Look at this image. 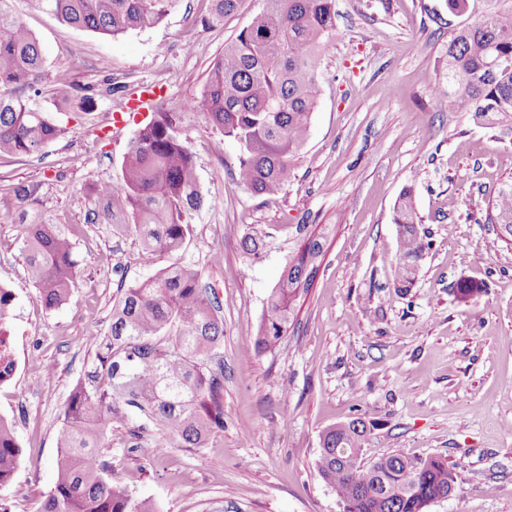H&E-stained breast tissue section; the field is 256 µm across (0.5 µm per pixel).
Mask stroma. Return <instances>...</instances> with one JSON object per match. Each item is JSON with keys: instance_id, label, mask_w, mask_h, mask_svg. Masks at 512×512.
<instances>
[{"instance_id": "35a3bbf8", "label": "stroma", "mask_w": 512, "mask_h": 512, "mask_svg": "<svg viewBox=\"0 0 512 512\" xmlns=\"http://www.w3.org/2000/svg\"><path fill=\"white\" fill-rule=\"evenodd\" d=\"M261 7L240 0L214 22L205 0H178L155 28L112 38L11 2L45 56L30 104L67 133L32 155H0V284L15 295L0 322L15 363L0 417L21 448L0 488L9 512H38L52 488L64 405L97 362L121 288L179 264L219 302L224 428L205 447L171 441L161 455L160 432L113 430L108 454L135 500L155 512H343L315 461L323 432L359 417L366 458L400 451L453 466L455 496L427 512H512V246L486 221L512 182V131L437 111L432 98L448 79L449 34L481 21L490 2L466 0L457 13L448 0H336L309 137L269 201L235 185L238 145L190 108ZM60 79L74 87L66 103L54 96ZM147 84L159 85L205 198L183 250L150 265L135 234L85 221L90 184L120 177L148 120L124 111ZM18 184L36 188L19 209L9 204ZM407 187L430 246L401 290L393 206ZM30 224L61 225L74 242L77 283L54 310L26 276ZM316 224L334 227L319 276L281 343L253 354L267 297ZM247 235L263 239L259 255L242 252ZM465 280L481 292L463 303L455 288Z\"/></svg>"}]
</instances>
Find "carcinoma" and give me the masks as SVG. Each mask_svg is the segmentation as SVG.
Segmentation results:
<instances>
[{
	"label": "carcinoma",
	"mask_w": 512,
	"mask_h": 512,
	"mask_svg": "<svg viewBox=\"0 0 512 512\" xmlns=\"http://www.w3.org/2000/svg\"><path fill=\"white\" fill-rule=\"evenodd\" d=\"M0 0V153L31 155L66 134L29 106L44 57L34 33ZM211 18L236 10L239 0H208ZM480 22L448 38V82L435 87L440 112H469L484 125L512 127V0H492ZM177 0H32L64 26L117 36L155 27ZM336 39L335 0H263L262 9L211 69L190 108L240 147L235 184L276 198L306 143L317 104L316 69ZM85 221L134 233L142 258L180 251L191 213L204 205L192 154L175 118L156 104L126 152L121 176L97 180ZM488 221L512 243V183L502 187ZM399 226L397 268L410 282L429 247L416 222L412 190L394 205ZM325 233L304 239L270 294L254 352L275 348L294 318L297 300L320 263ZM26 273L48 309L69 297L78 273L74 243L56 224H30ZM183 448H200L224 429V324L198 273L175 266L122 289L113 306L111 336L87 378L63 408L53 467L54 486L40 512H152L133 500L124 473L100 452L108 433L139 438L148 426ZM366 424L338 423L321 438L316 469L336 490L343 512H426L456 492V476L437 457L391 453L364 457ZM21 449L13 425L0 418V488L8 485Z\"/></svg>",
	"instance_id": "carcinoma-1"
}]
</instances>
